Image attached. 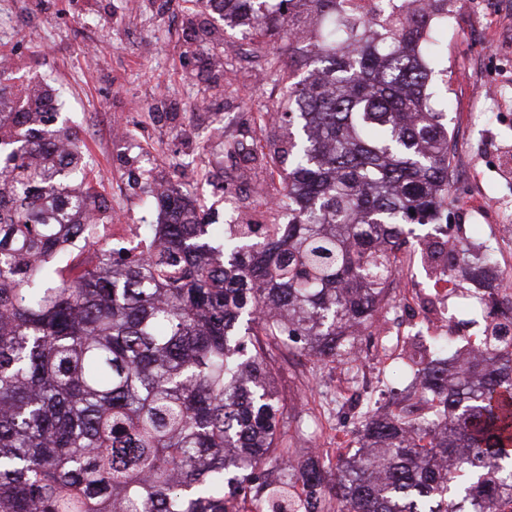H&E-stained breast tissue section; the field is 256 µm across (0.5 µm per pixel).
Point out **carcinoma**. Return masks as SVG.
I'll use <instances>...</instances> for the list:
<instances>
[{"label":"carcinoma","mask_w":512,"mask_h":512,"mask_svg":"<svg viewBox=\"0 0 512 512\" xmlns=\"http://www.w3.org/2000/svg\"><path fill=\"white\" fill-rule=\"evenodd\" d=\"M206 0L224 25L288 35L313 63L288 77L269 162L285 224H226L204 241L176 190L156 251L73 272L53 257L112 220L50 86L17 89L0 63V512H512V301L477 297L483 337L450 336L416 367L412 405L368 408L336 471L292 463L271 383L274 350L354 366L355 336L388 304L410 224L448 223L449 0L410 17L349 0ZM434 284L489 279L491 252L422 239ZM302 481L305 496L295 491Z\"/></svg>","instance_id":"1"}]
</instances>
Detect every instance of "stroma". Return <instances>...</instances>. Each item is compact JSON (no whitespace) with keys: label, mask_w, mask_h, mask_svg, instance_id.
I'll use <instances>...</instances> for the list:
<instances>
[{"label":"stroma","mask_w":512,"mask_h":512,"mask_svg":"<svg viewBox=\"0 0 512 512\" xmlns=\"http://www.w3.org/2000/svg\"><path fill=\"white\" fill-rule=\"evenodd\" d=\"M470 3L451 0L456 20L439 31L448 43L454 136L448 236L487 246L501 269L512 270V236L502 233L512 226V43L499 42L489 74L497 97L471 101L460 69L478 40ZM198 8L197 0H0V55L10 59L15 84L42 81L56 90L113 223L155 221L146 207L152 177L194 199L198 223L231 222L228 193L253 223H287L269 202L277 175L260 168L246 181L241 167L244 154L272 146L265 115L281 108L285 83L269 63L287 59L288 42L244 37L215 13L204 20L224 38L206 40L186 22ZM228 140L238 142V154H225ZM380 325L359 337L350 372L296 349L275 352L280 431L297 464L335 469L336 436L359 421L362 381L405 388L402 350L424 351L439 335L477 339L485 322L473 300L436 288L416 263L401 266Z\"/></svg>","instance_id":"obj_1"}]
</instances>
